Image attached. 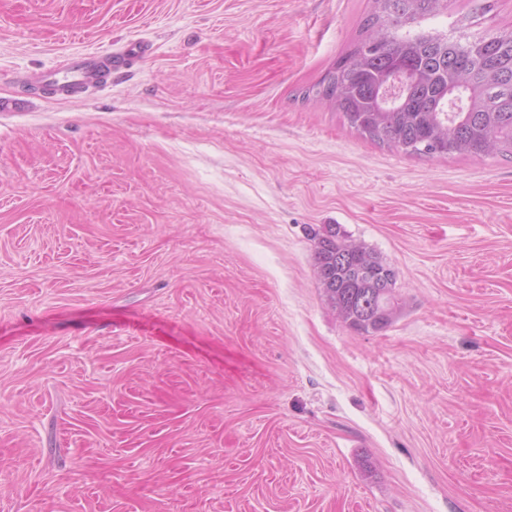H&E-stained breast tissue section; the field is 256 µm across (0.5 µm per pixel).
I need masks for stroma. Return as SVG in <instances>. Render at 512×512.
<instances>
[{"mask_svg": "<svg viewBox=\"0 0 512 512\" xmlns=\"http://www.w3.org/2000/svg\"><path fill=\"white\" fill-rule=\"evenodd\" d=\"M373 8L0 0V512H512V158L308 96ZM421 29L508 33L512 0ZM331 225L396 270L385 329L329 303ZM127 64L125 57L112 53H90L76 57L64 69L41 71L33 79L50 84L60 92H70L94 80L111 76L112 69Z\"/></svg>", "mask_w": 512, "mask_h": 512, "instance_id": "stroma-1", "label": "stroma"}]
</instances>
